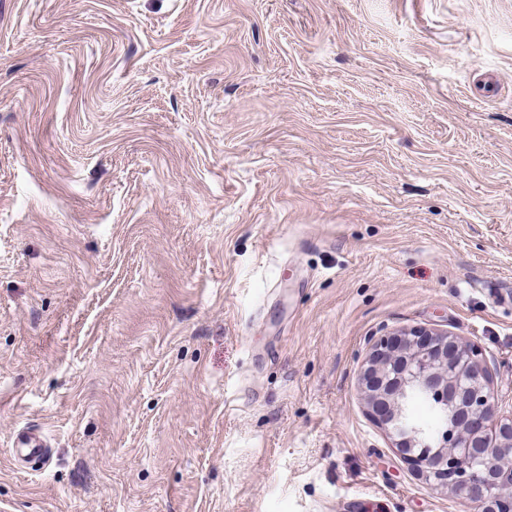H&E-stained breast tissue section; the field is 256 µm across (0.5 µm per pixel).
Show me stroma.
I'll return each instance as SVG.
<instances>
[{
  "label": "stroma",
  "instance_id": "obj_1",
  "mask_svg": "<svg viewBox=\"0 0 512 512\" xmlns=\"http://www.w3.org/2000/svg\"><path fill=\"white\" fill-rule=\"evenodd\" d=\"M411 327L512 415V0H0V512H477L367 413ZM42 431L26 429L18 434L14 445L20 456L29 458L43 457L46 453L47 443Z\"/></svg>",
  "mask_w": 512,
  "mask_h": 512
}]
</instances>
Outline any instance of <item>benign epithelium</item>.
Segmentation results:
<instances>
[{
    "label": "benign epithelium",
    "instance_id": "obj_1",
    "mask_svg": "<svg viewBox=\"0 0 512 512\" xmlns=\"http://www.w3.org/2000/svg\"><path fill=\"white\" fill-rule=\"evenodd\" d=\"M359 382L370 416L425 483L479 512H512V417L495 420L494 385L478 347L446 330H395L373 340ZM411 388L448 415L437 431L404 419Z\"/></svg>",
    "mask_w": 512,
    "mask_h": 512
}]
</instances>
